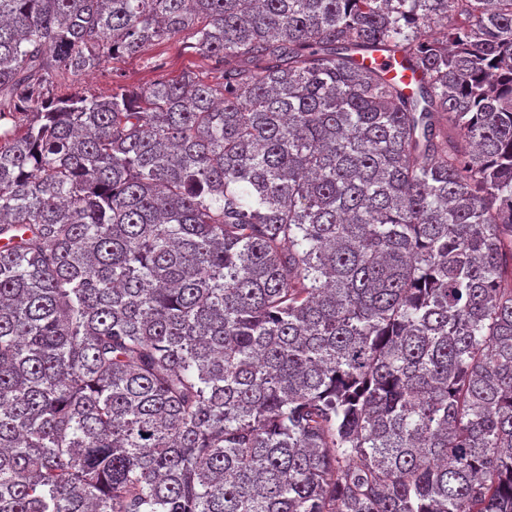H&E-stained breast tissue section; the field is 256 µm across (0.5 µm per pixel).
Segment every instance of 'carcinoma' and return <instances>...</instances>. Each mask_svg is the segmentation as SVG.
<instances>
[{"mask_svg":"<svg viewBox=\"0 0 512 512\" xmlns=\"http://www.w3.org/2000/svg\"><path fill=\"white\" fill-rule=\"evenodd\" d=\"M0 512H512V0H0ZM188 32L181 36L155 42L141 53L108 61L101 72L78 79L76 85L87 94L104 95L112 89V72L122 76L125 84L147 87L159 77L168 80L180 77L185 71L211 74L208 60L186 48L190 41Z\"/></svg>","mask_w":512,"mask_h":512,"instance_id":"cac0c4a2","label":"carcinoma"}]
</instances>
